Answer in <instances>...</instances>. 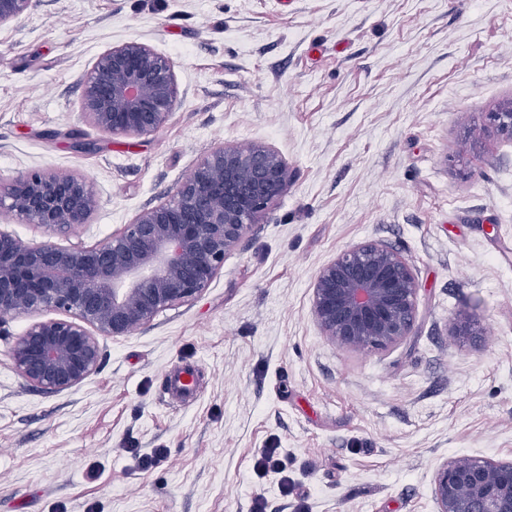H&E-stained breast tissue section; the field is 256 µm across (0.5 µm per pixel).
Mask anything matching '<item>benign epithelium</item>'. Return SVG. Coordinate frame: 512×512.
Segmentation results:
<instances>
[{"label": "benign epithelium", "mask_w": 512, "mask_h": 512, "mask_svg": "<svg viewBox=\"0 0 512 512\" xmlns=\"http://www.w3.org/2000/svg\"><path fill=\"white\" fill-rule=\"evenodd\" d=\"M31 0H0V25ZM179 98L174 63L131 40L99 54L83 80L80 116L110 137H147L168 122ZM512 139V104L491 113L478 137ZM288 167L265 145L211 150L167 199L106 241L61 245L88 223L98 202L81 175L34 171L0 187V208L36 224L29 242L0 228V311L36 315L9 350L15 370L50 391L72 388L99 366L100 336H126L160 312L200 295L224 257L288 188ZM418 280L401 252L381 241L342 251L318 272L311 313L341 350L386 351L417 318ZM451 335H480L479 321L454 318ZM437 512H512V461L460 456L433 479Z\"/></svg>", "instance_id": "1"}]
</instances>
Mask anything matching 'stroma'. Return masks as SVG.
Listing matches in <instances>:
<instances>
[{
	"mask_svg": "<svg viewBox=\"0 0 512 512\" xmlns=\"http://www.w3.org/2000/svg\"><path fill=\"white\" fill-rule=\"evenodd\" d=\"M131 40L173 60L179 99L154 135L105 137L81 82ZM511 100L512 0H33L1 25L0 181H90L69 243L110 238L221 144L271 147L290 182L200 296L100 337L75 387L21 377L31 319L0 314V512H436L443 463L512 460V140L465 136ZM368 240L415 268L417 319L354 353L322 336L312 288ZM460 314L481 336H450ZM185 366L196 394L169 401ZM266 448L290 492L255 470Z\"/></svg>",
	"mask_w": 512,
	"mask_h": 512,
	"instance_id": "1",
	"label": "stroma"
}]
</instances>
